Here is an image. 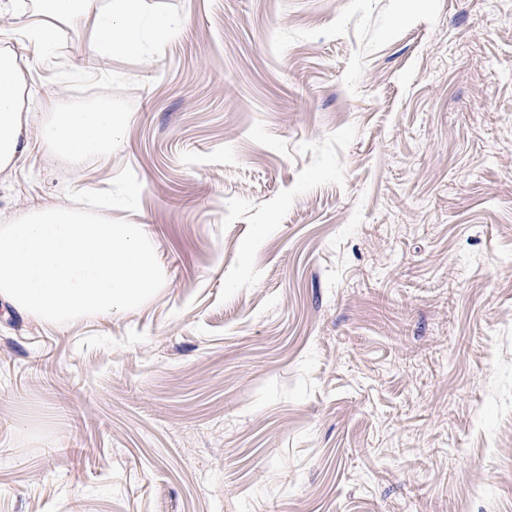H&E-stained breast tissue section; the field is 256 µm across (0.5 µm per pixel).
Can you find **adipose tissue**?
<instances>
[{
    "mask_svg": "<svg viewBox=\"0 0 512 512\" xmlns=\"http://www.w3.org/2000/svg\"><path fill=\"white\" fill-rule=\"evenodd\" d=\"M137 0H0V15H29L30 35L50 40L57 22L79 16L92 20L93 49L102 55L137 50L139 15ZM23 80L18 60L9 50H0V170L8 168L25 152L27 117L22 103ZM121 125L108 100L91 108L57 113L43 125L41 139L47 147L77 158L111 150Z\"/></svg>",
    "mask_w": 512,
    "mask_h": 512,
    "instance_id": "obj_1",
    "label": "adipose tissue"
}]
</instances>
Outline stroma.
Returning a JSON list of instances; mask_svg holds the SVG:
<instances>
[{"label":"stroma","instance_id":"35a3bbf8","mask_svg":"<svg viewBox=\"0 0 512 512\" xmlns=\"http://www.w3.org/2000/svg\"><path fill=\"white\" fill-rule=\"evenodd\" d=\"M139 14L104 57L0 20V223L127 167L165 275L63 325L0 301V512H512V0ZM89 86L123 133L78 162L40 130ZM23 84L14 53L0 50V170L8 168L27 149Z\"/></svg>","mask_w":512,"mask_h":512}]
</instances>
